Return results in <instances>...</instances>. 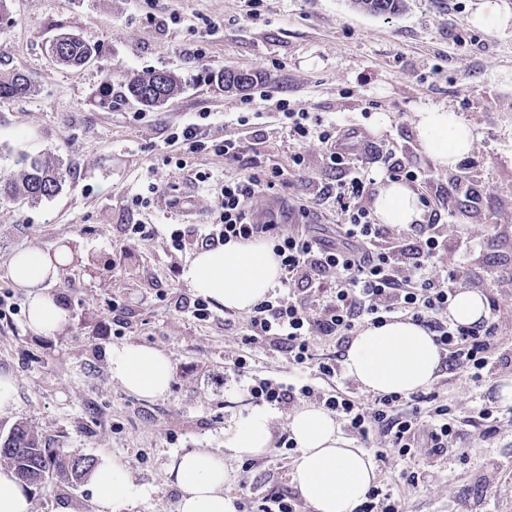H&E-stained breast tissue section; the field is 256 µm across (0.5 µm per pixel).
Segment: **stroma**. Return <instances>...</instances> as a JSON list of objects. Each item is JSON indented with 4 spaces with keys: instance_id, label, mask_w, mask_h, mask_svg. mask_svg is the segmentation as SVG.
<instances>
[{
    "instance_id": "obj_1",
    "label": "stroma",
    "mask_w": 512,
    "mask_h": 512,
    "mask_svg": "<svg viewBox=\"0 0 512 512\" xmlns=\"http://www.w3.org/2000/svg\"><path fill=\"white\" fill-rule=\"evenodd\" d=\"M483 0H403L392 16H377L352 0H8L0 15V74L15 71L34 82L26 97L0 99V172L18 156L51 154L67 170L60 192L37 204H0V371L16 380L14 408L0 415V437L17 423L52 447L129 470L141 498L118 512H176L180 498L168 470L173 458L196 448L224 450V431L254 408L244 384L226 376L238 355L254 371L287 377L284 356L268 344L245 341L249 314L213 306L207 320L191 313L197 294L183 278L195 245L171 252L164 224L190 232L217 215V178L260 161L287 172L277 194L249 203L255 222L286 205L305 203L309 190L291 173L297 149L274 120L275 102L355 125L389 143L394 159L420 170L414 185L428 222L461 225L481 236L479 260L466 285L502 301L498 334L512 344V236H488L512 225V26L478 28L470 19ZM81 36L99 55L89 66L56 65L51 40ZM242 68L274 93L261 137L237 122L251 91H230L225 70ZM171 71L182 91L165 105L146 108L120 93L133 76ZM114 96L103 104L104 82ZM442 106L476 132L471 152L456 167L437 170L422 150L416 112ZM202 121L209 138L238 139L247 150L225 164L206 150L189 155L185 169L168 163L175 128ZM479 186L476 204L460 197L456 175ZM209 173L201 183L197 173ZM154 193H147V185ZM147 194V205L135 204ZM134 224L153 226L148 237ZM67 245L74 258L49 292L68 310L52 337L26 326L27 291L8 275L14 254ZM134 343L155 347L171 361L163 396L131 393L112 381L104 351ZM512 386V369L474 385L465 373L439 369L432 388L463 411L499 397ZM457 455H430L434 476L406 494L407 512H512V420L485 434L470 420L460 426ZM295 452L258 457L243 481V459L225 455L233 498L246 491H295ZM33 512H93L90 479L55 476L33 487Z\"/></svg>"
}]
</instances>
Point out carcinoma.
Returning a JSON list of instances; mask_svg holds the SVG:
<instances>
[{"label":"carcinoma","mask_w":512,"mask_h":512,"mask_svg":"<svg viewBox=\"0 0 512 512\" xmlns=\"http://www.w3.org/2000/svg\"><path fill=\"white\" fill-rule=\"evenodd\" d=\"M402 0H354L363 10L380 16L394 15ZM52 60L79 68L97 56L95 47L80 36L62 32L49 46ZM29 78L21 72L0 75V98L22 97L31 92ZM181 80L169 71H153L132 78L125 85L124 97L143 107H160L180 93ZM18 170L0 175L1 203H37L55 196L66 180V171L55 157L20 156L15 161ZM0 457L13 466L16 477L24 484L44 486L53 473L79 481L95 468L94 459L68 456L46 446L24 426L17 425L0 439Z\"/></svg>","instance_id":"1"}]
</instances>
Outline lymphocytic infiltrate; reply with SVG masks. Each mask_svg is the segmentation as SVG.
<instances>
[{"mask_svg": "<svg viewBox=\"0 0 512 512\" xmlns=\"http://www.w3.org/2000/svg\"><path fill=\"white\" fill-rule=\"evenodd\" d=\"M278 112L281 129L300 144L317 139L326 166L337 172L335 185L319 187L312 199L336 205L349 245L341 248L317 236L283 230L273 221L257 224L251 220L249 200L278 190L285 182L282 170L268 167L225 177L218 217L200 230L195 241L215 247L260 233L268 235L280 261L281 289L254 306L249 319L251 338L269 341L286 353L295 375L285 380L251 377L246 355L232 360L228 369L246 379L247 393L255 405L284 410L308 399L334 413L344 430L361 441L383 435L387 445L375 449L376 458L383 461L388 454H397L406 463L400 472L402 484L418 488L423 477L414 466L417 448L423 444L435 456L447 455L448 443L457 434L452 405L433 392L392 393L365 400L346 387L325 389V382L339 378L341 370L332 358L314 362V343L332 337L341 344L359 327L408 318L431 332L443 362L463 369L473 382L496 376L512 365V348L497 334V303L489 302L488 317L476 325L457 324L448 317L457 280L480 243L464 230L451 237L442 225L414 224L409 243L389 246L388 225L374 223L369 212L357 205L368 188L364 170L376 161L375 147L356 139L352 151H340L334 123L293 111L284 99L278 102ZM168 144L180 153L175 161L180 169L190 154L211 149L231 163L244 151L243 142L237 139L208 144L195 123L175 129ZM447 249L454 250L459 263L441 274L434 270L432 260ZM302 289L311 294V303L298 300Z\"/></svg>", "mask_w": 512, "mask_h": 512, "instance_id": "obj_1", "label": "lymphocytic infiltrate"}]
</instances>
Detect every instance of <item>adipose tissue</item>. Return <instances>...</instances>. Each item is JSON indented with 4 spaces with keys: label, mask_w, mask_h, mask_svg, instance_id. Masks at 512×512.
Listing matches in <instances>:
<instances>
[{
    "label": "adipose tissue",
    "mask_w": 512,
    "mask_h": 512,
    "mask_svg": "<svg viewBox=\"0 0 512 512\" xmlns=\"http://www.w3.org/2000/svg\"><path fill=\"white\" fill-rule=\"evenodd\" d=\"M415 128L424 152L442 169L468 154L475 139L472 127L443 107L417 112ZM373 210L379 223L403 229L424 220L417 192L397 180L378 181ZM70 259L64 249L52 253L29 249L10 263V277L28 291L27 327L35 335H55L68 321L65 307L43 285L56 279ZM183 276L196 292L218 305L246 311L278 284L281 268L271 245L254 239L199 250ZM107 359L112 378L130 392L155 397L170 387V360L153 347H115ZM439 366V350L430 333L409 319L367 326L350 342L343 361L346 373L373 394H409L427 387ZM270 421L265 410L254 409L244 421L225 430V452L239 458L266 454ZM288 427L299 449L291 478L313 512H353L374 477L366 452L353 447L332 415L320 408L297 409ZM223 454L199 448L174 458L169 474L181 490L177 512H236L233 498L225 491L230 474ZM93 481L97 487L94 512H117L120 505L133 503L143 494L126 468L107 459L95 469Z\"/></svg>",
    "instance_id": "adipose-tissue-1"
}]
</instances>
